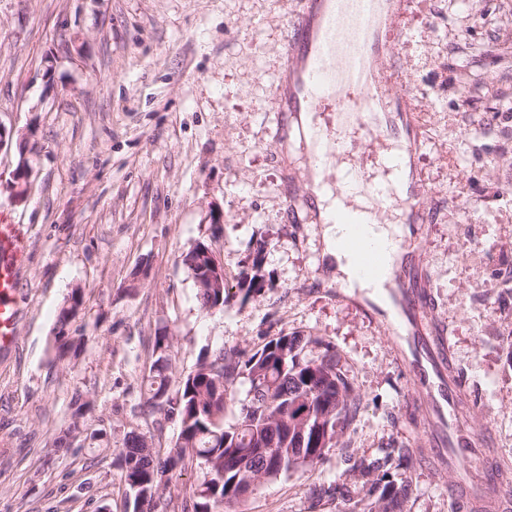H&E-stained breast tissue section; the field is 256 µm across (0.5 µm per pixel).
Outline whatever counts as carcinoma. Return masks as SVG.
Masks as SVG:
<instances>
[{"mask_svg":"<svg viewBox=\"0 0 512 512\" xmlns=\"http://www.w3.org/2000/svg\"><path fill=\"white\" fill-rule=\"evenodd\" d=\"M181 262L193 280L200 308L224 311L229 288L212 246L197 243L182 254ZM82 305L83 290L74 288L60 308L54 336L59 360L77 356L86 345L85 337L65 334ZM172 347L167 334L155 337V359L139 410L158 422L179 424L173 448L163 454L146 436L131 430L117 455L133 512H170L172 473L189 468L201 470L204 480L182 502L181 512H228L250 492V482L262 483L323 460L352 419L356 395L347 369L318 337L279 335L250 354L215 349L182 376L174 391L169 387ZM238 383L247 385L246 396L236 420L228 422L225 412ZM72 405V423L53 441L57 452L70 447L81 433V419L93 409L79 394ZM407 458V449L392 448L359 466L361 476L369 478L367 493L379 492L368 512H402L384 479Z\"/></svg>","mask_w":512,"mask_h":512,"instance_id":"carcinoma-1","label":"carcinoma"}]
</instances>
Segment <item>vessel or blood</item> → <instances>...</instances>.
<instances>
[{
	"mask_svg": "<svg viewBox=\"0 0 512 512\" xmlns=\"http://www.w3.org/2000/svg\"><path fill=\"white\" fill-rule=\"evenodd\" d=\"M412 0H302L291 20L285 53L289 72L278 97V134L288 139L295 123L314 114L305 133L323 150L312 153L313 163L332 167L349 157L348 141L361 136L369 154L391 147L407 162H414L421 145L420 128L411 114L408 93H395L401 72L395 48L387 39L399 29ZM354 179L370 204L383 194L374 186L375 169L354 162ZM396 203L406 224H424L428 211L421 195L403 193ZM329 223L351 229L345 249L357 257L355 273L370 280L392 283V308L384 312L396 345L404 349L412 390L429 401L432 420L431 454L447 463L459 481L482 485L504 476L500 465H487L475 433L460 412L461 391L446 375L450 363L446 340L438 339L429 321L430 293L407 266L387 267L380 246L363 240L354 212L339 208ZM27 242L17 224H0V349L13 345L19 309L15 294Z\"/></svg>",
	"mask_w": 512,
	"mask_h": 512,
	"instance_id": "obj_1",
	"label": "vessel or blood"
}]
</instances>
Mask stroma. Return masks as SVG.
Wrapping results in <instances>:
<instances>
[{
    "mask_svg": "<svg viewBox=\"0 0 512 512\" xmlns=\"http://www.w3.org/2000/svg\"><path fill=\"white\" fill-rule=\"evenodd\" d=\"M300 0H0V222L22 225L20 321L0 352V512H132L117 453L131 428L169 450L175 422L137 405L156 333L173 338L171 387L211 349L316 336L349 370L353 420L325 459L269 479L233 512H366L354 466L409 450L390 479L403 512H456L451 474L417 453L429 416L368 300L338 297L308 221L310 156L280 144L284 45ZM395 60L424 128L416 159L430 221L418 236L432 319L448 339L468 418L512 496V0H415ZM31 168L11 190L19 156ZM222 215L220 234L210 218ZM210 243L230 288L202 311L182 253ZM258 268L259 286L241 281ZM76 357L51 345L73 288ZM94 405L53 453L71 400Z\"/></svg>",
    "mask_w": 512,
    "mask_h": 512,
    "instance_id": "stroma-1",
    "label": "stroma"
}]
</instances>
